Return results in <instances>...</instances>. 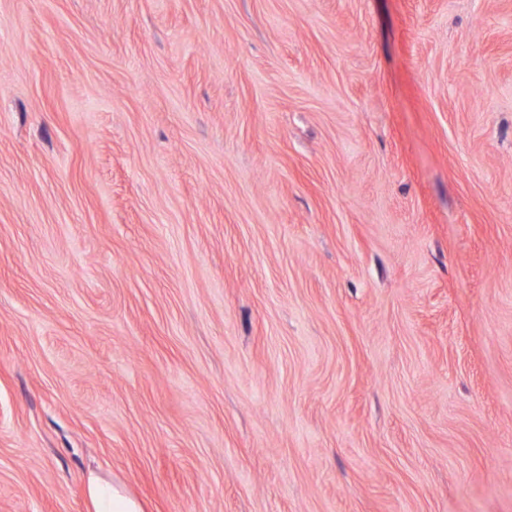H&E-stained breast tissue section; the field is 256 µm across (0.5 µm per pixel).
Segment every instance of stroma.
Segmentation results:
<instances>
[{
	"label": "stroma",
	"mask_w": 512,
	"mask_h": 512,
	"mask_svg": "<svg viewBox=\"0 0 512 512\" xmlns=\"http://www.w3.org/2000/svg\"><path fill=\"white\" fill-rule=\"evenodd\" d=\"M512 512V0H0V512ZM87 495L92 512H143L140 500L118 482L91 473L87 479Z\"/></svg>",
	"instance_id": "obj_1"
}]
</instances>
